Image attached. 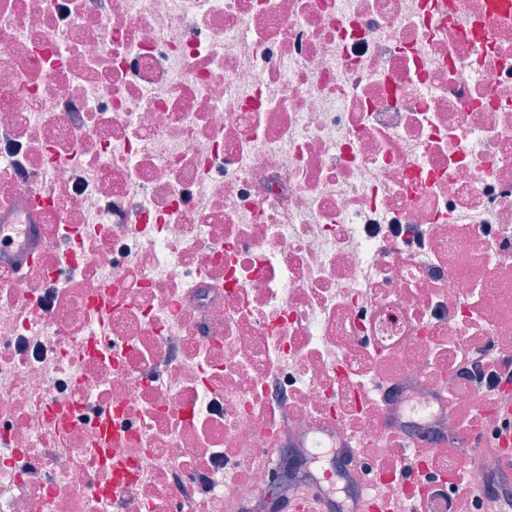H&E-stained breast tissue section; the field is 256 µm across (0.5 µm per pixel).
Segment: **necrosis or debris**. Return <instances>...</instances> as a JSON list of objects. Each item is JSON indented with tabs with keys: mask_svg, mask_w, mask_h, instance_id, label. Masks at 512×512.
I'll use <instances>...</instances> for the list:
<instances>
[{
	"mask_svg": "<svg viewBox=\"0 0 512 512\" xmlns=\"http://www.w3.org/2000/svg\"><path fill=\"white\" fill-rule=\"evenodd\" d=\"M0 512H269L349 439L383 498L496 474L458 375L512 352V0H0ZM109 333H96L100 301ZM394 408L441 403L430 484ZM419 452V450H415L409 453L404 459L405 462L403 461L404 463L393 471L391 480L395 484L406 486L427 480V475L425 476V472L419 467L416 461V455H418Z\"/></svg>",
	"mask_w": 512,
	"mask_h": 512,
	"instance_id": "1",
	"label": "necrosis or debris"
}]
</instances>
